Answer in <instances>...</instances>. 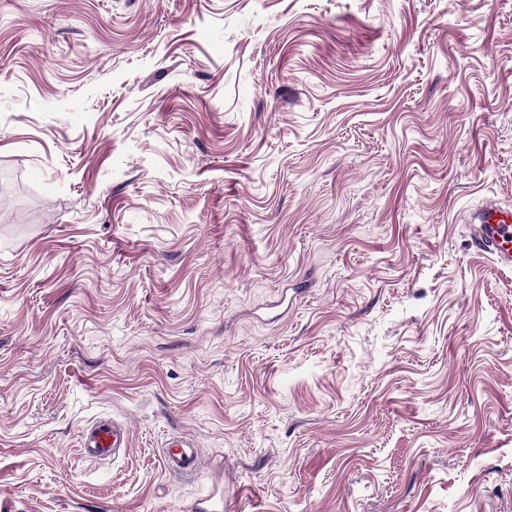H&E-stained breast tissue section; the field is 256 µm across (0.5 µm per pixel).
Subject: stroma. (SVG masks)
I'll return each instance as SVG.
<instances>
[{
    "instance_id": "35a3bbf8",
    "label": "stroma",
    "mask_w": 512,
    "mask_h": 512,
    "mask_svg": "<svg viewBox=\"0 0 512 512\" xmlns=\"http://www.w3.org/2000/svg\"><path fill=\"white\" fill-rule=\"evenodd\" d=\"M4 180L0 512H512V0H0ZM479 224L472 228L473 246L493 256L501 269L512 268V211L492 205L476 216ZM82 440L84 448H91L90 455L103 459L119 455L128 446L126 431L108 421H99L86 429ZM165 461L172 470L192 471L198 466L197 458L192 451L186 448V445L172 441L165 448Z\"/></svg>"
}]
</instances>
